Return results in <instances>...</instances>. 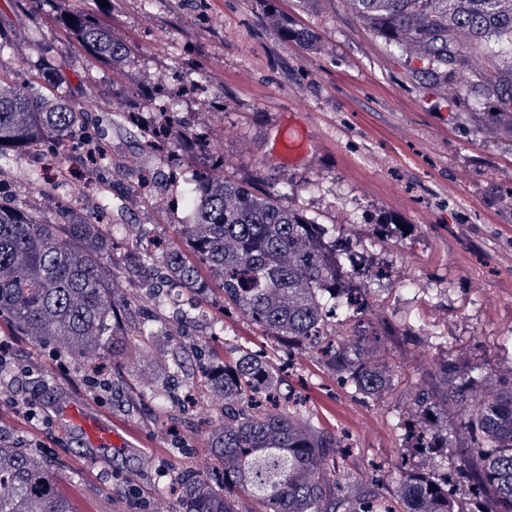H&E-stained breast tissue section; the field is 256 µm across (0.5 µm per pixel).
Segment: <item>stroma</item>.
<instances>
[{
  "label": "stroma",
  "mask_w": 512,
  "mask_h": 512,
  "mask_svg": "<svg viewBox=\"0 0 512 512\" xmlns=\"http://www.w3.org/2000/svg\"><path fill=\"white\" fill-rule=\"evenodd\" d=\"M209 19L197 21L191 0H112L98 7L102 22L130 47L119 72L88 54H62L69 94L83 102L112 149L114 181L127 194L109 216V281L121 309L113 327L119 351L100 372L85 369L50 345H32L8 318L10 337L26 371L0 372V437L43 449L59 488L75 512H178L176 486L187 460L202 452L207 430L189 398L194 347L229 359L237 347L266 351L284 385L299 391L314 423L347 436L350 453L336 471L344 488L379 484L397 491V463L410 456L420 470L456 475L458 455L412 456L403 430L414 415L409 401L440 361L475 365L485 391L512 376V133L492 125L494 100L452 93L458 77L435 85L414 73L405 54L369 32L346 0H209ZM72 0H0V20L12 28L2 69H37L36 40L62 45L49 14ZM315 33L314 45L284 37L271 23ZM200 81L203 91L177 106L212 155L223 157L224 177L300 208L349 235L351 252L374 256L386 277L370 282L363 320L389 328L384 356L396 365L398 385L377 403L352 398L316 357L295 354L294 367L264 329L224 306L219 290L184 292L179 306L159 316L143 310L145 291L128 262L138 232L175 241L188 217L172 180H158L164 203L132 192L137 172L190 173L201 158L167 160L144 150L135 128L113 122L169 86L174 71ZM305 125L307 153L282 159L278 130ZM179 353L180 376H160L158 360ZM27 399L50 425L30 429ZM68 405L128 427L125 447L90 448L58 419Z\"/></svg>",
  "instance_id": "stroma-1"
}]
</instances>
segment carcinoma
<instances>
[{"label":"carcinoma","instance_id":"carcinoma-1","mask_svg":"<svg viewBox=\"0 0 512 512\" xmlns=\"http://www.w3.org/2000/svg\"><path fill=\"white\" fill-rule=\"evenodd\" d=\"M351 9L386 44L419 60L433 80L468 71L463 89L495 96L494 120L512 131V0H347ZM55 17L70 47L107 63L124 61L129 46L86 7ZM285 37L313 44L309 30H292L273 19ZM45 65L37 74L0 70V161L40 150L62 171L87 157L88 175L99 185L103 207L115 198L112 182L82 154L94 133L82 103L61 88L67 78L58 52L42 47ZM173 113H161L149 145L200 151L204 145L181 136ZM219 159L195 175L187 194L190 220L180 225V243L145 252L142 266L165 268L171 287L203 293L216 284L224 304L240 310L288 347L314 353L342 385L363 400L380 398L395 382V365L373 360L361 329L341 334L351 314L365 312L367 274L357 278L356 298L336 294L343 274L342 247L324 224L285 206L280 196L220 178ZM15 175L0 165V317L7 316L34 345L52 342L80 362L95 359L112 336L116 304L106 282L112 272V225L74 210L68 223L46 224L41 200L21 206L4 195ZM211 377L209 395L221 402L206 448L221 482L181 479V512H512V381L496 391L481 389L483 373L447 360L438 375L416 391L421 414L414 447L427 453L460 450L458 430L467 434L460 479L443 483L400 465L396 497L368 488L355 498L336 484L340 441L279 399V382L265 357L239 349L223 364L201 363ZM457 427L448 428V408ZM0 512H74L59 490L51 462L0 439Z\"/></svg>","mask_w":512,"mask_h":512}]
</instances>
